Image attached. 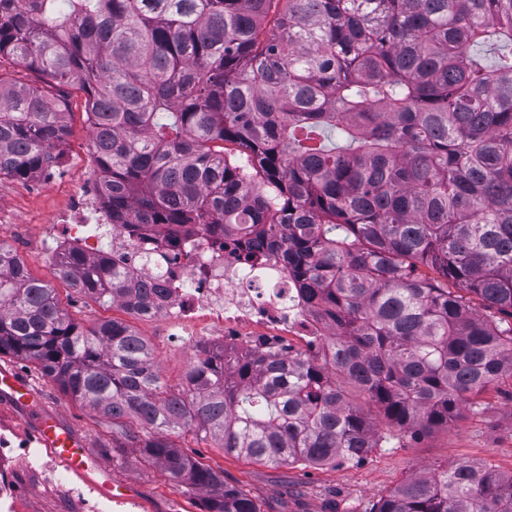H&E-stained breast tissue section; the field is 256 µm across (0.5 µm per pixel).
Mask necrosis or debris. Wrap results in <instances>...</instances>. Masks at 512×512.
Returning <instances> with one entry per match:
<instances>
[{"instance_id": "1", "label": "necrosis or debris", "mask_w": 512, "mask_h": 512, "mask_svg": "<svg viewBox=\"0 0 512 512\" xmlns=\"http://www.w3.org/2000/svg\"><path fill=\"white\" fill-rule=\"evenodd\" d=\"M45 232L58 257L73 250L96 256L100 239H107L110 263L152 289L149 316L189 325L213 337L217 350L244 356L271 347L292 360L324 356L329 326L301 300L286 270L238 260L213 246L199 225L183 227L171 239L158 238L144 224L134 232L112 228L99 174L71 193L68 208L49 220ZM32 467L57 473L32 440L0 432V512H15L10 487Z\"/></svg>"}]
</instances>
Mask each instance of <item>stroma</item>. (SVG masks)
<instances>
[{
	"label": "stroma",
	"instance_id": "1",
	"mask_svg": "<svg viewBox=\"0 0 512 512\" xmlns=\"http://www.w3.org/2000/svg\"><path fill=\"white\" fill-rule=\"evenodd\" d=\"M53 96L69 102V133L62 147L64 176L43 192L31 191L28 181L0 178V243L16 250L31 275L55 288L63 308L79 325L118 316L113 307L75 294L55 276L52 244L40 228L62 211L71 192L89 175L87 158L92 153L91 129L84 112L83 94L66 85L53 88ZM128 324L153 345L161 374L169 384H179L199 348L209 346L205 336L178 335L175 326L161 319L128 317ZM8 366L29 379L39 399L31 410L0 409V423L13 424L23 435H31L39 412L56 414L90 444L112 481L114 495L110 512H204L203 493L171 483L156 465L144 463L134 449L114 461L110 447L112 429L91 409L66 397L35 367L10 355L0 356ZM477 411L461 410L448 427L419 440H402L376 448L360 462L339 461L317 468L269 464L225 455L209 438L185 431L176 435L184 451L204 465L223 471L227 485L240 488L261 512H347L387 494L404 480L461 462L488 463L512 472V374L496 379L479 398ZM60 482L31 473L17 492L18 512H78L67 494V486L79 487L90 497L99 492L93 480L61 469Z\"/></svg>",
	"mask_w": 512,
	"mask_h": 512
}]
</instances>
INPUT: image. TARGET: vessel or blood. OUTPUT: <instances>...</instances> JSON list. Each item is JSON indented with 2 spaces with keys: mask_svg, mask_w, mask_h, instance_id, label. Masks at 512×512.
Masks as SVG:
<instances>
[{
  "mask_svg": "<svg viewBox=\"0 0 512 512\" xmlns=\"http://www.w3.org/2000/svg\"><path fill=\"white\" fill-rule=\"evenodd\" d=\"M38 394L29 380L9 367L0 366V408L26 409ZM34 435L69 471L85 475L99 471L100 464L86 440L55 415L44 413L36 418Z\"/></svg>",
  "mask_w": 512,
  "mask_h": 512,
  "instance_id": "vessel-or-blood-1",
  "label": "vessel or blood"
}]
</instances>
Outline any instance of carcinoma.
<instances>
[{"label": "carcinoma", "instance_id": "carcinoma-1", "mask_svg": "<svg viewBox=\"0 0 512 512\" xmlns=\"http://www.w3.org/2000/svg\"><path fill=\"white\" fill-rule=\"evenodd\" d=\"M14 2L0 0V55L95 109L112 225L235 235L333 330L320 363L205 349L173 386L129 324L73 322L0 244V354L206 493L205 512L260 510L180 449L184 430L271 465L360 462L448 426L512 373V0ZM66 108L0 79V176L61 158ZM56 273L81 296L152 305L104 255ZM368 512H512V473L459 463Z\"/></svg>", "mask_w": 512, "mask_h": 512}]
</instances>
